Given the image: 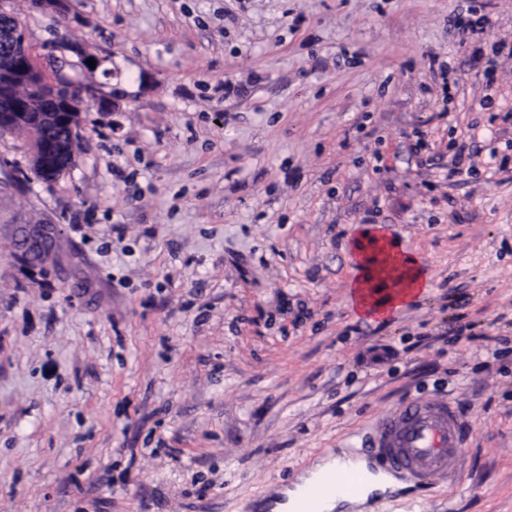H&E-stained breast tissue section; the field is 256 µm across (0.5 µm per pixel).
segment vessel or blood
Here are the masks:
<instances>
[{
  "instance_id": "b4317fda",
  "label": "vessel or blood",
  "mask_w": 512,
  "mask_h": 512,
  "mask_svg": "<svg viewBox=\"0 0 512 512\" xmlns=\"http://www.w3.org/2000/svg\"><path fill=\"white\" fill-rule=\"evenodd\" d=\"M467 438L468 428L451 403L408 400L376 423L371 447L359 449V456L368 460L367 471L338 472L306 487L294 512H320L327 495L357 493L370 474L401 479L418 489L430 487L436 476L456 484L465 465L460 448Z\"/></svg>"
}]
</instances>
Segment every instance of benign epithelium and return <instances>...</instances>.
<instances>
[{"label":"benign epithelium","mask_w":512,"mask_h":512,"mask_svg":"<svg viewBox=\"0 0 512 512\" xmlns=\"http://www.w3.org/2000/svg\"><path fill=\"white\" fill-rule=\"evenodd\" d=\"M10 0H0V131L37 129L34 167L46 183L54 182L72 164L82 104L94 99L91 90L57 72L46 78L32 56L27 33L8 10ZM15 85L38 88L42 109L35 111L12 91Z\"/></svg>","instance_id":"obj_1"}]
</instances>
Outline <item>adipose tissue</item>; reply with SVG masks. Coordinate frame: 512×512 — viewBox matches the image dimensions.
Masks as SVG:
<instances>
[{
  "label": "adipose tissue",
  "mask_w": 512,
  "mask_h": 512,
  "mask_svg": "<svg viewBox=\"0 0 512 512\" xmlns=\"http://www.w3.org/2000/svg\"><path fill=\"white\" fill-rule=\"evenodd\" d=\"M363 253L368 267L350 286L358 313L380 317L408 305L424 292L427 283L417 262L394 243L376 239Z\"/></svg>",
  "instance_id": "obj_1"
}]
</instances>
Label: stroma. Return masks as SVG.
<instances>
[{"instance_id": "1", "label": "stroma", "mask_w": 512, "mask_h": 512, "mask_svg": "<svg viewBox=\"0 0 512 512\" xmlns=\"http://www.w3.org/2000/svg\"><path fill=\"white\" fill-rule=\"evenodd\" d=\"M10 10L107 107L51 184L0 134V512H259L422 394L470 429L463 479L362 512H512V0ZM367 231L429 285L380 321L349 310Z\"/></svg>"}]
</instances>
